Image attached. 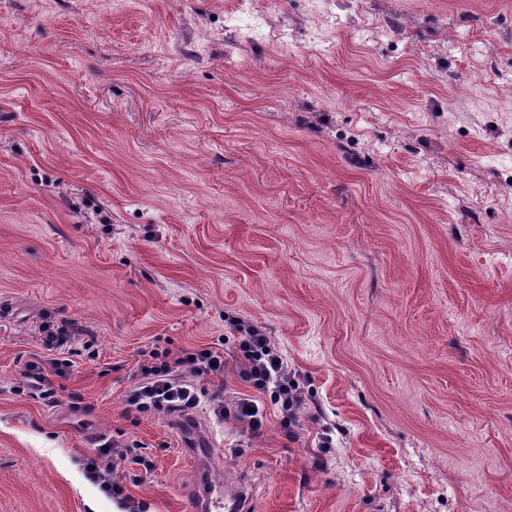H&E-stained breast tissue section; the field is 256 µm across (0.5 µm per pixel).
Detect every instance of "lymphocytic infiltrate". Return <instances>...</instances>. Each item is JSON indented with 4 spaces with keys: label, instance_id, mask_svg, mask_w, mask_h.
<instances>
[{
    "label": "lymphocytic infiltrate",
    "instance_id": "obj_1",
    "mask_svg": "<svg viewBox=\"0 0 512 512\" xmlns=\"http://www.w3.org/2000/svg\"><path fill=\"white\" fill-rule=\"evenodd\" d=\"M238 333L237 376L248 384L252 395L237 397L224 402L221 396L212 399V410L217 418H232L249 434H259L263 426V415L256 403V395L269 396L278 406L283 429H292L300 402L297 386L284 365L279 350L268 336L255 325L236 321ZM41 341L45 355L30 362L22 374L19 393L41 399L48 405L57 402V389L53 377L62 376L72 361L63 352L71 341L67 326L49 322L41 326ZM224 355L209 348H194L172 356L166 349L142 350L137 365L138 380L127 395V402L137 412L153 415L159 412L189 411L199 404L196 384L204 379L223 378ZM111 457L113 464L123 461L124 455L117 445L102 443L94 458L88 459L85 471L89 480L108 497L119 500L126 512H148L145 502L135 501L126 495L124 486L112 476L111 467L99 465L102 457Z\"/></svg>",
    "mask_w": 512,
    "mask_h": 512
}]
</instances>
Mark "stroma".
<instances>
[{
	"label": "stroma",
	"instance_id": "obj_1",
	"mask_svg": "<svg viewBox=\"0 0 512 512\" xmlns=\"http://www.w3.org/2000/svg\"><path fill=\"white\" fill-rule=\"evenodd\" d=\"M0 0V512H512V0ZM259 326L260 435L126 401L141 350ZM65 324L56 405L17 393ZM97 353L88 359L84 343ZM330 447H323L324 437ZM148 458L144 470L139 458ZM233 327L240 335L237 336L238 378L256 393L269 395L282 414V428L292 431L300 396L279 350L255 325L238 320ZM96 450V456L94 458L87 459L85 463V471L88 479L99 487V489L108 497L119 500L124 506L125 511L128 512H148L147 503L141 501L136 502L131 496L125 495V487L117 482L112 477L111 467H102L98 463V459L112 454V463L120 464V461H125V456L118 450L121 446H118L112 441V445L106 441L98 446ZM193 508L205 512H248L251 510L249 495L243 490L228 492L220 486L207 484L206 489H195Z\"/></svg>",
	"mask_w": 512,
	"mask_h": 512
}]
</instances>
